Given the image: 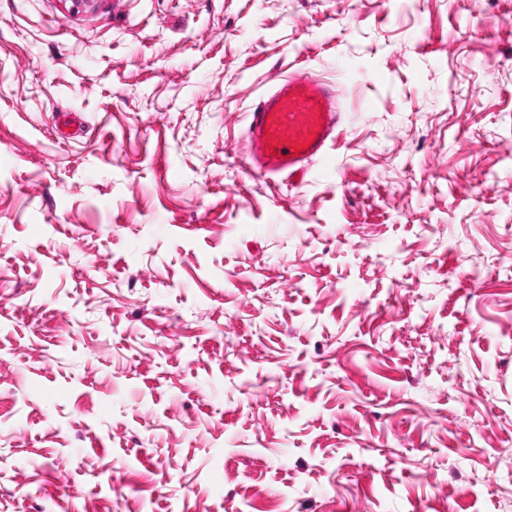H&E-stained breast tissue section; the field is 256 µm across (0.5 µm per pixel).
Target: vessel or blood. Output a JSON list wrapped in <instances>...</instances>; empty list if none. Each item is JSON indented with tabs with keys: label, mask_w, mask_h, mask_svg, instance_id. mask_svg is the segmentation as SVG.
I'll use <instances>...</instances> for the list:
<instances>
[{
	"label": "vessel or blood",
	"mask_w": 512,
	"mask_h": 512,
	"mask_svg": "<svg viewBox=\"0 0 512 512\" xmlns=\"http://www.w3.org/2000/svg\"><path fill=\"white\" fill-rule=\"evenodd\" d=\"M340 120L334 86L305 76L281 80L247 114L252 173L271 183L329 161Z\"/></svg>",
	"instance_id": "1"
}]
</instances>
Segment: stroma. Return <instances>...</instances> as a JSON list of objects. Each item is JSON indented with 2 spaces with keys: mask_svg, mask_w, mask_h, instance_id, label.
<instances>
[{
  "mask_svg": "<svg viewBox=\"0 0 512 512\" xmlns=\"http://www.w3.org/2000/svg\"><path fill=\"white\" fill-rule=\"evenodd\" d=\"M0 512H512V0H0ZM247 117L254 175L274 183L283 175H304L315 159L325 162L330 174L329 147L341 120L336 87L306 76L288 77L261 96Z\"/></svg>",
  "mask_w": 512,
  "mask_h": 512,
  "instance_id": "35a3bbf8",
  "label": "stroma"
}]
</instances>
